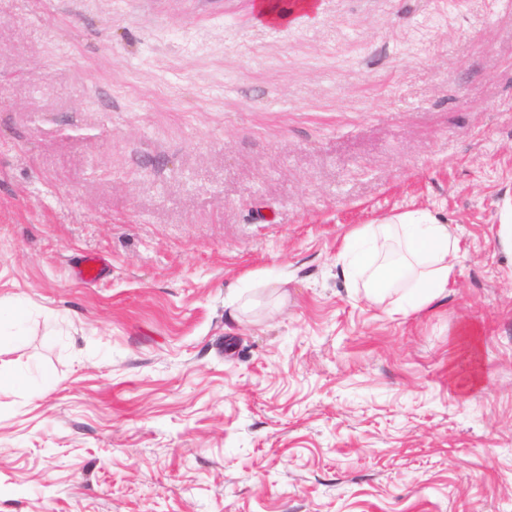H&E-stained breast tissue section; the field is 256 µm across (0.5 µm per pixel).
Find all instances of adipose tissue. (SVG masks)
Instances as JSON below:
<instances>
[{
    "instance_id": "adipose-tissue-1",
    "label": "adipose tissue",
    "mask_w": 512,
    "mask_h": 512,
    "mask_svg": "<svg viewBox=\"0 0 512 512\" xmlns=\"http://www.w3.org/2000/svg\"><path fill=\"white\" fill-rule=\"evenodd\" d=\"M460 252L456 228L412 209L350 230L339 259L349 284L368 299L397 292L405 309L418 310L447 296Z\"/></svg>"
}]
</instances>
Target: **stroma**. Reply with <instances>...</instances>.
<instances>
[{
  "mask_svg": "<svg viewBox=\"0 0 512 512\" xmlns=\"http://www.w3.org/2000/svg\"><path fill=\"white\" fill-rule=\"evenodd\" d=\"M256 3L0 0V512H512V0ZM416 208L405 314L338 254ZM312 8L313 2L311 0H298L290 5L279 0H259L257 3L260 18L271 24L286 23L295 12L301 9L312 10ZM499 240L503 251L512 255V199H507L499 213ZM460 252L456 228L412 209L350 230L339 259L353 288L361 283L373 301L400 292L408 311L448 296Z\"/></svg>",
  "mask_w": 512,
  "mask_h": 512,
  "instance_id": "stroma-1",
  "label": "stroma"
}]
</instances>
